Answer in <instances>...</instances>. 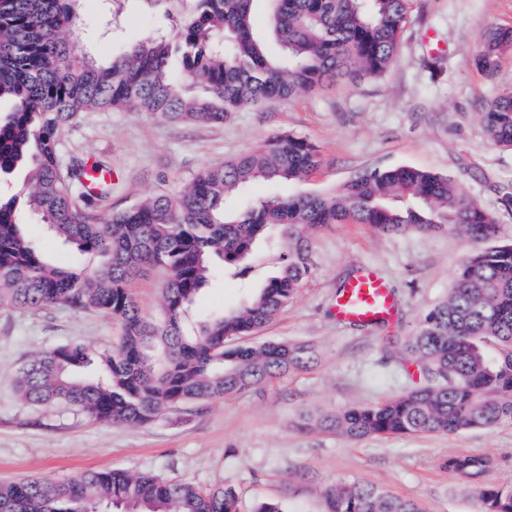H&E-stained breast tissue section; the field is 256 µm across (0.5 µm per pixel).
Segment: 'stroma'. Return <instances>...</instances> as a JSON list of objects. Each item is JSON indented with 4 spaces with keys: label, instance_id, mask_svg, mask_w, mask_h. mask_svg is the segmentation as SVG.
Returning a JSON list of instances; mask_svg holds the SVG:
<instances>
[{
    "label": "stroma",
    "instance_id": "35a3bbf8",
    "mask_svg": "<svg viewBox=\"0 0 512 512\" xmlns=\"http://www.w3.org/2000/svg\"><path fill=\"white\" fill-rule=\"evenodd\" d=\"M105 0H79L73 30L82 51L104 62L132 41L172 32L166 6L128 0L125 18L108 24ZM512 27V0H411L397 61L380 77L333 84L313 94L235 112L221 125L168 123L123 109L86 112L60 135L64 165L92 161L112 172L107 197L77 196L92 213L109 215L153 194L174 193L203 168L219 165L277 133L307 138L321 162L303 185L323 192L366 167L413 166L448 175L458 190L493 215L500 241L512 240V148L490 143L482 122L486 100L512 90V50L494 78L472 64L482 32ZM24 170L0 176V199L14 200L22 232L48 263L86 270L101 258L64 243L15 199ZM471 248L452 231L382 235L364 224H332L311 240L310 273L295 298L248 337L314 345L317 363L256 387L189 404L144 425L98 422L68 407L31 406L15 395L18 370L34 352L64 343L115 345L121 323L64 305L0 310V482L68 478L120 468L186 481L201 489L232 486L237 512L281 502L290 512H324L322 489L357 479L416 501L423 512H480L474 490L447 468L450 455L493 459V482L512 486V424L457 435H411L351 441L316 427L313 416L385 399L415 386L386 335H413L439 304ZM191 313L205 322L241 307L248 290L223 275L220 259ZM378 271L393 291L395 318L383 325H343L337 289L362 267Z\"/></svg>",
    "mask_w": 512,
    "mask_h": 512
}]
</instances>
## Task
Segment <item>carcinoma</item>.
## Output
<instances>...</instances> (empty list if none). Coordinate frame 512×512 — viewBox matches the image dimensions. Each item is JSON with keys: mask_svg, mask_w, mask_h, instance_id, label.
Listing matches in <instances>:
<instances>
[{"mask_svg": "<svg viewBox=\"0 0 512 512\" xmlns=\"http://www.w3.org/2000/svg\"><path fill=\"white\" fill-rule=\"evenodd\" d=\"M75 2L0 0V99L14 101L0 122V172L30 163L20 191L30 209L64 243L105 261L90 274L49 264L20 231L15 200L0 202V308L95 309L118 319L123 333L109 349L61 344L35 353L16 379L24 402L143 425L309 369L317 357L308 344L235 340L258 332L296 296L310 273L315 230L350 221L384 235L456 231L473 248L455 269L448 298L400 346L405 360L419 364L424 383L324 414L318 426L360 441L512 423V244L487 245L500 226L450 177L411 166L370 168L331 192H290L226 210L233 191L260 180L298 185L317 168L315 144L280 134L202 169L174 195L151 196L108 216L90 215L75 202L87 167L60 178L58 135L84 112L118 108L171 123L218 125L258 102L315 93L328 81L381 76L398 58L410 0H267L269 27L262 34L253 28L255 0H187L189 8L177 11L175 39L130 43L105 64L81 60L64 37L76 23ZM508 50L512 28L490 26L474 65L492 78ZM185 82L202 93L185 95ZM484 119L489 140L511 148L512 92L489 100ZM274 230L276 269L246 304L191 323V305L211 275L209 258L239 276L253 268ZM152 266L167 271L157 320L141 314L130 289ZM491 470L486 457L448 458V471L480 480L481 512H512V487L491 482ZM321 495L325 512H422L418 503L358 480L332 483ZM0 512H236V493L110 469L1 482Z\"/></svg>", "mask_w": 512, "mask_h": 512, "instance_id": "carcinoma-1", "label": "carcinoma"}]
</instances>
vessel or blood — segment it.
Segmentation results:
<instances>
[{
	"instance_id": "vessel-or-blood-1",
	"label": "vessel or blood",
	"mask_w": 512,
	"mask_h": 512,
	"mask_svg": "<svg viewBox=\"0 0 512 512\" xmlns=\"http://www.w3.org/2000/svg\"><path fill=\"white\" fill-rule=\"evenodd\" d=\"M394 297L386 281L367 269L349 280L336 298V318L349 325H368L389 317Z\"/></svg>"
}]
</instances>
